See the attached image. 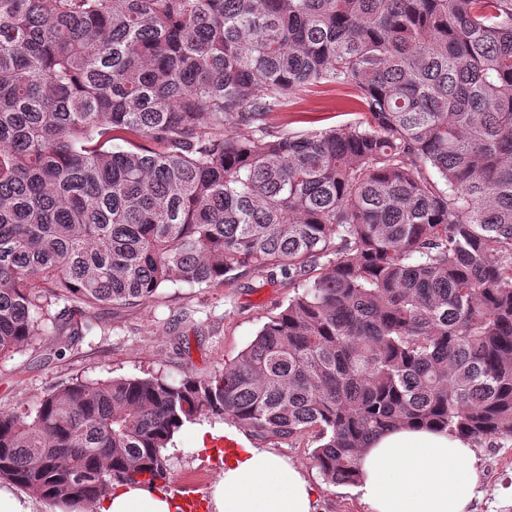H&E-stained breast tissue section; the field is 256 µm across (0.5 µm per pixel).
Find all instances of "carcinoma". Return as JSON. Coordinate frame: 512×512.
I'll return each mask as SVG.
<instances>
[{"mask_svg": "<svg viewBox=\"0 0 512 512\" xmlns=\"http://www.w3.org/2000/svg\"><path fill=\"white\" fill-rule=\"evenodd\" d=\"M320 85L361 118L279 134ZM243 272L297 292L236 358L0 412V480L165 485L204 420L309 436L331 484L397 424L512 442V0H0V356Z\"/></svg>", "mask_w": 512, "mask_h": 512, "instance_id": "1", "label": "carcinoma"}]
</instances>
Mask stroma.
Here are the masks:
<instances>
[{"label": "stroma", "instance_id": "obj_1", "mask_svg": "<svg viewBox=\"0 0 512 512\" xmlns=\"http://www.w3.org/2000/svg\"><path fill=\"white\" fill-rule=\"evenodd\" d=\"M355 117L345 90L322 86L300 93L274 113L273 121L283 133L301 135ZM293 294L285 283L245 274L226 287L171 284L153 301L134 308L72 310L64 314V322L76 328L88 318L95 328L65 355H56L53 336L45 334L0 358V411L37 403L50 388L76 376L108 380L159 371L177 382L190 372L205 373L235 358ZM223 434L220 423L189 424L181 430L168 451L176 477L172 494L192 491L209 497L224 472L211 461L212 441ZM274 449L306 473L315 488L317 512H372L355 486L322 478L306 441L282 442ZM475 454L482 481L472 512H512V445L486 441L476 445Z\"/></svg>", "mask_w": 512, "mask_h": 512}]
</instances>
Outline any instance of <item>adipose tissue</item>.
Listing matches in <instances>:
<instances>
[{
	"label": "adipose tissue",
	"mask_w": 512,
	"mask_h": 512,
	"mask_svg": "<svg viewBox=\"0 0 512 512\" xmlns=\"http://www.w3.org/2000/svg\"><path fill=\"white\" fill-rule=\"evenodd\" d=\"M356 489L374 512H470L481 473L471 442L425 428L396 427L360 453ZM211 512H315V489L302 471L269 448L229 455L209 499ZM172 496L120 486L99 512H174Z\"/></svg>",
	"instance_id": "ef3b65f1"
}]
</instances>
